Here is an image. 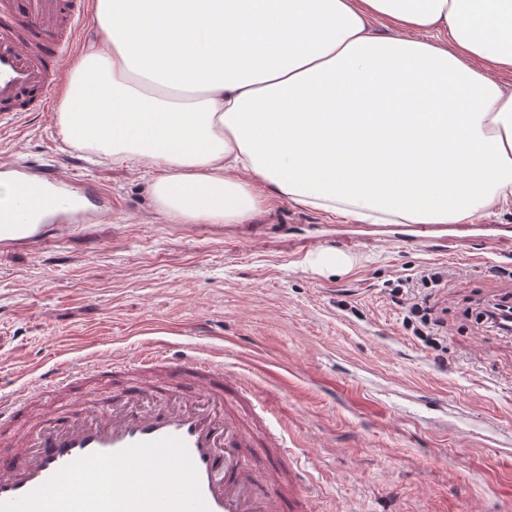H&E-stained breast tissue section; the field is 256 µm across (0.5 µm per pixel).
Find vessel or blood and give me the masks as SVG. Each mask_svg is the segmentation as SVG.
<instances>
[{"mask_svg": "<svg viewBox=\"0 0 512 512\" xmlns=\"http://www.w3.org/2000/svg\"><path fill=\"white\" fill-rule=\"evenodd\" d=\"M89 14L86 0H0V129L44 110L59 88ZM15 178L35 177L32 192L0 196V249L69 233L112 209V196L89 183L71 193L57 165L20 163ZM13 450L0 454V502L19 499L71 462L169 436L196 467L209 512H306L297 465L264 457L286 447L285 420L271 397L244 385L197 352L143 347L131 360L89 354L41 372L0 394V427Z\"/></svg>", "mask_w": 512, "mask_h": 512, "instance_id": "1", "label": "vessel or blood"}]
</instances>
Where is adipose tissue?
Listing matches in <instances>:
<instances>
[{
  "label": "adipose tissue",
  "mask_w": 512,
  "mask_h": 512,
  "mask_svg": "<svg viewBox=\"0 0 512 512\" xmlns=\"http://www.w3.org/2000/svg\"><path fill=\"white\" fill-rule=\"evenodd\" d=\"M72 146L156 170L180 224L286 198L368 224L512 204V0H93ZM160 83L148 94L141 80Z\"/></svg>",
  "instance_id": "obj_1"
}]
</instances>
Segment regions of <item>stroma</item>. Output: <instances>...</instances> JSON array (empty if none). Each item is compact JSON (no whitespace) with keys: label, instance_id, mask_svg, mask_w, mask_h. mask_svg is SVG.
<instances>
[{"label":"stroma","instance_id":"stroma-1","mask_svg":"<svg viewBox=\"0 0 512 512\" xmlns=\"http://www.w3.org/2000/svg\"><path fill=\"white\" fill-rule=\"evenodd\" d=\"M13 160L97 182L112 214L0 251V390L89 351L189 345L274 396L311 512H512V335L466 314L512 292V207L416 245L283 199L249 224H173L149 170L68 146L51 111L0 133ZM323 251L350 266L315 264ZM433 267L448 272L443 356L391 294Z\"/></svg>","mask_w":512,"mask_h":512}]
</instances>
